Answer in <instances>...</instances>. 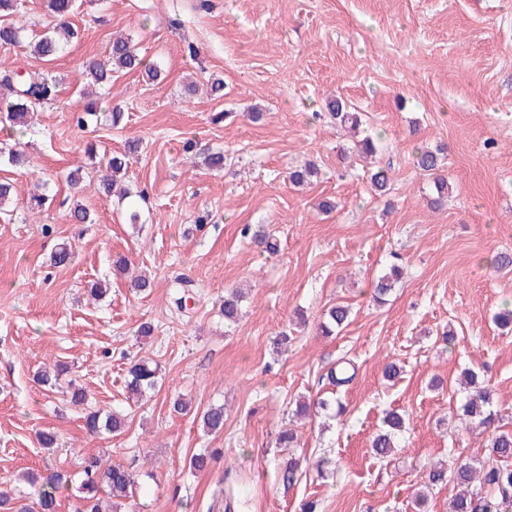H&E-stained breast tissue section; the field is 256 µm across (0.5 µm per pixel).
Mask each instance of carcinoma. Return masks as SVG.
I'll return each instance as SVG.
<instances>
[{"label":"carcinoma","instance_id":"carcinoma-1","mask_svg":"<svg viewBox=\"0 0 512 512\" xmlns=\"http://www.w3.org/2000/svg\"><path fill=\"white\" fill-rule=\"evenodd\" d=\"M45 24L43 33L33 42H26L28 28L23 22L26 0H0V48H11L28 43L33 54L46 63H51L64 55L72 42L78 38V31L71 26L68 17L76 9V0H45ZM119 71L139 73L147 80H156L159 68L142 57L135 47L134 40L128 35L112 39L109 58L102 61L90 58L84 65V76L89 83L106 91L112 85V74ZM61 79L48 71L37 77L21 79L18 71L3 70L0 75V90L8 95L0 98V122L17 125L25 121L28 113L37 107L55 99ZM326 109L340 125L357 126L360 117L356 112L348 111L347 105L340 99L326 102ZM123 112L118 106H102V101H90L83 110L73 115V122L82 130L102 121L115 126L121 122ZM141 141H127L125 151L113 155L107 164L108 175L102 177L101 193L112 197V191L120 182V175L125 170L126 159L139 152ZM417 167L432 178L433 195L429 198L430 206L441 208L448 197V180L443 174L441 149L421 148L415 156ZM0 163L29 171L33 168L30 157L21 147H0ZM317 174L313 165L296 168L288 173V181L300 186ZM374 189L380 194L390 190L388 170L376 168L370 177ZM68 221L75 224L91 222L88 210L80 202L71 204L66 211ZM74 257L72 245L67 241L56 244L51 255V264L55 267L69 265ZM399 272L393 266L390 272L380 276L374 287L377 299L387 295L395 286ZM241 294L236 289L224 293L222 311L224 320L235 321L241 306ZM349 308L337 305L325 314L319 324L325 336L333 334L349 319ZM355 377L354 367L340 365L329 370L327 374L330 385L339 388L349 385ZM158 380V366L138 360L128 369L126 390L128 399L137 403L154 389ZM465 402L462 406L461 429L465 431L484 428L488 435V456L482 462L459 459L453 469L433 465L425 472L421 488L415 495V507H420L427 499V491L433 487L451 482L459 492L448 500V512H512V432L494 429L496 420L502 418L500 411L494 409L488 388L479 381L478 374L468 370L464 374ZM204 429L216 432L224 428V406L213 405L202 415ZM125 426L124 416L120 413L92 412L85 417V427L89 433L98 435L102 432L116 433ZM405 432L404 419L396 412H390L384 419V427L372 440L373 454L379 458L390 456L397 445V439ZM82 482L79 488L81 505L77 512H103L101 495L112 499L111 512H126V500L133 497L134 480L132 472L123 465L104 467L101 461L90 456L82 462ZM25 479L32 485L39 486L37 507L30 506L21 496L0 491V512H57L58 493L66 488L71 475L64 471L39 473L31 471Z\"/></svg>","mask_w":512,"mask_h":512}]
</instances>
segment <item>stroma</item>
<instances>
[{"label":"stroma","mask_w":512,"mask_h":512,"mask_svg":"<svg viewBox=\"0 0 512 512\" xmlns=\"http://www.w3.org/2000/svg\"><path fill=\"white\" fill-rule=\"evenodd\" d=\"M70 21L79 38L51 64L60 96L22 139L37 173L0 165V181L15 187L0 205V490L36 503L22 472L76 473L96 454L132 469L141 512H300L307 501L318 512H415L428 462L484 456L486 435L458 427L456 390L462 370L474 369L512 413V334L493 321L512 301V266L493 265L512 256V0H78ZM119 32L162 74L115 73L121 123L79 129L71 112L84 105L82 64ZM213 78L223 79V97L188 93L189 82ZM336 97L379 136L388 195L372 190L368 163L343 156L352 134L325 109ZM251 106L260 120L247 116ZM131 138L143 147L125 181L148 195L136 225L118 199L66 180ZM422 144L446 148L453 192L438 211L414 165ZM218 149L223 170L194 166ZM307 161L319 174L294 188L288 172ZM45 179L53 204L29 210ZM73 198L94 223L66 221L62 202ZM325 199L335 203L328 214ZM246 224L266 225L276 251L242 236ZM63 240L74 259L56 267L50 255ZM120 255L151 274V289L131 290L113 266ZM394 265L402 277L377 303L375 282ZM96 281L109 286L99 301L88 295ZM235 286L246 298L228 323L220 304ZM185 292L188 307L177 309ZM337 304L350 306V323L321 335ZM144 322L154 327L147 338L136 334ZM141 358L161 379L132 404L126 372ZM341 361L356 375L337 389L324 377ZM58 362L67 367L60 389L39 385L37 370ZM71 383L86 388L85 405L63 396ZM179 397L190 412L173 411ZM316 397L344 414L292 421L297 400ZM217 404L224 429L204 432L200 417ZM98 409L121 413L123 430L87 433L84 415ZM392 411L409 428L379 459L371 441ZM290 426L297 443L280 447ZM42 431L56 433L54 452L40 446ZM202 451L214 456L209 468L190 471ZM299 456L296 482L283 484L282 468ZM321 457L332 461L323 473L313 466ZM227 484L240 491L231 509L214 494Z\"/></svg>","instance_id":"1"}]
</instances>
